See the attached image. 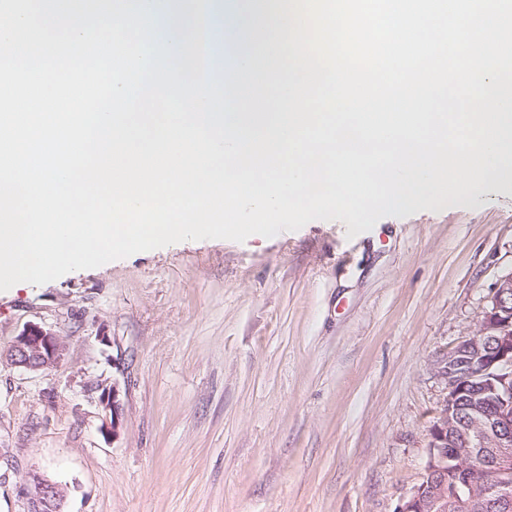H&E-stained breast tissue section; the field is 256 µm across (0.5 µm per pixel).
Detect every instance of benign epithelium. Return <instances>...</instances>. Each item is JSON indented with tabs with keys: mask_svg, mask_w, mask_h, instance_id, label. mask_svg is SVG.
Masks as SVG:
<instances>
[{
	"mask_svg": "<svg viewBox=\"0 0 512 512\" xmlns=\"http://www.w3.org/2000/svg\"><path fill=\"white\" fill-rule=\"evenodd\" d=\"M512 272L492 286L489 304L476 332L446 355L447 394L429 428L423 476L394 512H447L448 500L467 508L479 496L501 512H512L507 467L512 463ZM66 346L53 329L27 325L10 345V365L48 372L63 360ZM99 404L110 412V433L117 432L122 404L117 385L100 382ZM497 404L486 411V401ZM491 455L487 477L475 485L468 476L475 456ZM23 512H63L65 488L38 471L28 473L23 489Z\"/></svg>",
	"mask_w": 512,
	"mask_h": 512,
	"instance_id": "1",
	"label": "benign epithelium"
}]
</instances>
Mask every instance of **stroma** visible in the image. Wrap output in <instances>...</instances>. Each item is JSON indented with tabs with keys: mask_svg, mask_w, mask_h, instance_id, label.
Returning <instances> with one entry per match:
<instances>
[{
	"mask_svg": "<svg viewBox=\"0 0 512 512\" xmlns=\"http://www.w3.org/2000/svg\"><path fill=\"white\" fill-rule=\"evenodd\" d=\"M460 204L238 243L185 240L0 292L47 373L0 363V512L30 471L64 512H394L419 484L443 359L512 272V166ZM118 382L116 434L94 382ZM66 346L53 329L27 325L10 345L6 360L10 365L32 372H48L63 360Z\"/></svg>",
	"mask_w": 512,
	"mask_h": 512,
	"instance_id": "obj_1",
	"label": "stroma"
}]
</instances>
